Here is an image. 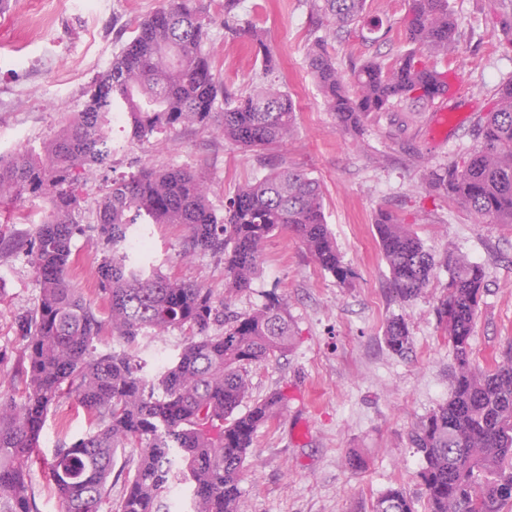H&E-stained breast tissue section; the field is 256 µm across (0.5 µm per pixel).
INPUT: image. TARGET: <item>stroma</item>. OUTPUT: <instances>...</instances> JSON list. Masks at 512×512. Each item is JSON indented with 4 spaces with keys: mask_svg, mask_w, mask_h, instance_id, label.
Segmentation results:
<instances>
[{
    "mask_svg": "<svg viewBox=\"0 0 512 512\" xmlns=\"http://www.w3.org/2000/svg\"><path fill=\"white\" fill-rule=\"evenodd\" d=\"M162 0H81L55 27L36 33L26 27L28 14L43 0H0V44L24 46L34 58L29 68L0 60V135L25 132L13 152L40 146L65 128L86 100L89 86L111 64L130 38L132 25L153 14ZM209 20L204 45L229 92L249 91L262 76L250 45L224 33V0H203ZM462 32L459 53L439 59L452 69L460 90L449 102L453 123L436 132L429 105L413 112L372 115L362 144L336 127L308 68L307 51L318 19L310 0H241L239 11L264 33L282 64V87L296 105V125L288 142L252 151L225 142L197 125L132 141L124 129L112 132L124 151L109 168L85 177L78 221L96 222L107 181L142 165L192 171L209 189V202L223 213L228 198L245 183L281 165L318 179L324 193L328 228L344 262L351 286L321 271L305 248L285 233H274L263 246L262 268L249 291L232 301L249 313L271 295L288 309L296 341L286 355L254 364L248 372L249 399L285 395L280 415L260 427L244 464L241 512H372L387 488L401 486L415 505L425 507L417 473L421 458L409 444L413 426L450 391L453 351L433 308L447 281L437 269L425 292L408 304L387 295L388 268L376 240L378 209L399 216L435 256L448 250L481 263L486 272L472 335L473 357L489 368L512 345V224L474 222L461 204L430 189L431 169L466 154L476 144L477 117L503 79L512 76V49L485 25V0H449ZM408 0H367L366 21L329 40L327 50L341 68L372 56L393 57L408 50L403 19ZM69 94L58 98L61 78ZM148 234L151 264L174 278L201 284L215 296L224 293V262L211 254L181 251L183 230L152 224ZM103 244L96 233L75 237L68 276L99 310L107 303L97 286L96 268ZM0 269L12 276L0 283V392L20 396L25 376V343L15 319L32 310L39 285L25 253L0 249ZM408 323L413 351L393 355L383 336L389 318ZM94 428L91 416L74 396H63L51 409L40 437V458L28 470L38 512H62L49 481L47 464L61 441L72 442ZM358 453L362 467L346 464Z\"/></svg>",
    "mask_w": 512,
    "mask_h": 512,
    "instance_id": "obj_1",
    "label": "stroma"
}]
</instances>
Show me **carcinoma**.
<instances>
[{"instance_id": "1", "label": "carcinoma", "mask_w": 512, "mask_h": 512, "mask_svg": "<svg viewBox=\"0 0 512 512\" xmlns=\"http://www.w3.org/2000/svg\"><path fill=\"white\" fill-rule=\"evenodd\" d=\"M224 0V31L261 55L262 79L250 92L224 90L200 0H162L138 22L111 66L86 92L83 108L40 149L0 160V199L42 197L49 214L21 236L34 267L37 305L18 316L28 370L23 401L0 396V512H37L27 469L38 452L49 409L64 394L97 421L96 429L60 444L49 474L63 512H100L112 493L116 455L129 448L119 472L124 490L110 512H162L175 485H186L193 512H240L241 474L258 428L273 421L284 400L274 392L246 412L248 366L288 352L296 332L287 308L273 297L248 314L230 309L258 274L266 239L286 231L324 272L346 284L352 271L329 232L322 187L290 166L241 188L219 217L203 183L181 168L147 166L105 185L94 226L105 246L97 268L112 332L127 345L146 334L186 330L175 359L149 378L145 361L121 349L103 351L100 311L67 273L78 224L84 175L112 156L110 115L124 114L129 138L148 139L186 123L214 127L224 140L266 150L288 140L296 108L276 83L278 61L264 32ZM367 0H314L330 19L312 40L308 65L339 129L360 135L373 112L411 100L425 104L430 81L444 74L433 58L458 51L461 34L448 0H408L407 52L376 57L345 71L326 52L328 38L360 23ZM492 28L512 48V0H488ZM468 154L429 171L430 188L463 204L475 220L512 224V77L502 82L476 127ZM145 224H179L182 251L224 257V295L144 264L126 243ZM388 266L391 297L407 303L439 267L448 271L434 313L456 365L448 400L420 420L409 443L422 459L418 478L425 512H504L512 504V348L490 368L473 367L471 337L485 290L482 265L448 250L437 259L386 209L375 216ZM384 343L406 357L407 323L387 321ZM372 512H415L402 487L386 490Z\"/></svg>"}]
</instances>
